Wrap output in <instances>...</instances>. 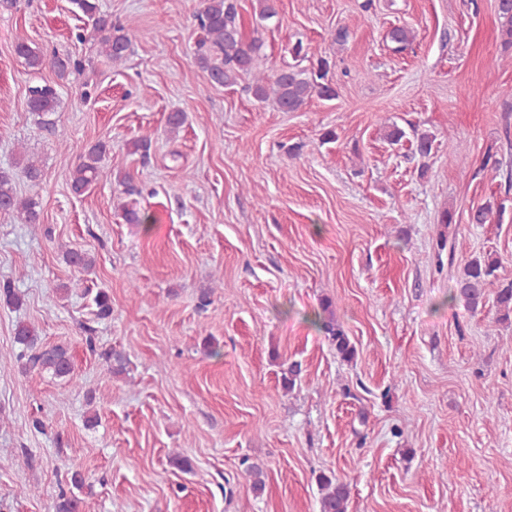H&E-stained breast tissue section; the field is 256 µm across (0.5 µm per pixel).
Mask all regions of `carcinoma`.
<instances>
[{"label": "carcinoma", "mask_w": 512, "mask_h": 512, "mask_svg": "<svg viewBox=\"0 0 512 512\" xmlns=\"http://www.w3.org/2000/svg\"><path fill=\"white\" fill-rule=\"evenodd\" d=\"M74 2L91 22L90 35L98 37L105 55L114 63L122 61L128 47L124 27L114 26L112 21L100 15L96 0ZM498 14L503 19L502 44L506 49L512 48V0H499ZM195 20L201 31L196 59L215 83L234 87L243 77L250 76L253 84L248 86V90L253 97L259 102L270 100L283 112H297L315 96L325 100L336 96V89L326 81L328 61L323 58L318 60L317 70L311 73L297 64L268 69L262 34L256 29L254 36L248 38L244 33L239 0H200ZM388 39L394 45V51L400 53L411 46L415 34L406 26H395L388 32ZM15 51L29 67L39 68L43 65L42 56L27 42H17ZM51 65L59 75L64 76L78 69L80 62L68 53L57 52L51 59ZM56 103L57 91L53 85L45 82L28 87L29 111L52 112ZM104 151L105 146L101 143L90 147L72 170L70 185L74 193L81 194L91 185L104 180L105 173L100 166ZM0 211L16 212L28 224H37L40 220L37 203L32 199L19 198L11 179L5 174L0 175ZM501 211L500 205L483 204L471 212L469 221L472 224H495L499 219L493 218V215L499 216ZM66 260L83 270L93 265V258L88 253L74 249L66 251ZM502 268V258L495 252L467 260L457 275L454 297L461 300L471 313L477 314L482 312L487 296L492 293L497 306V321L511 320L512 279L500 276ZM93 302L98 318L112 315V303L107 292L98 290ZM322 329L334 345L336 355L343 361H353L355 346L341 326L333 321H325ZM15 341L31 350L32 354H0V365L17 364L24 370L36 369L54 378L73 379V364L65 346L39 345L35 329L22 323L16 327ZM102 358L112 375L120 376L126 371L127 357L123 352L111 349L104 352ZM317 483L321 491L320 512H348L350 491L347 483L333 472L320 473Z\"/></svg>", "instance_id": "carcinoma-1"}]
</instances>
